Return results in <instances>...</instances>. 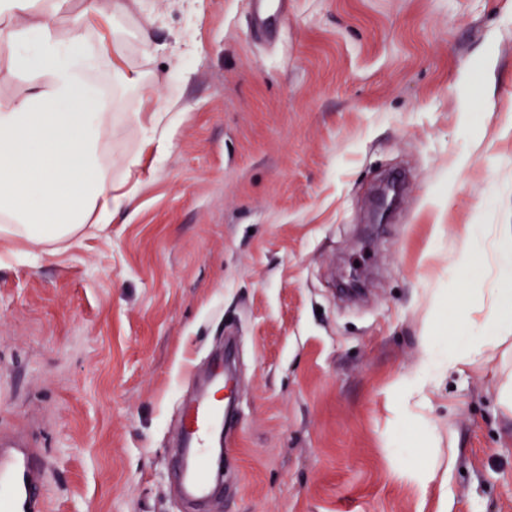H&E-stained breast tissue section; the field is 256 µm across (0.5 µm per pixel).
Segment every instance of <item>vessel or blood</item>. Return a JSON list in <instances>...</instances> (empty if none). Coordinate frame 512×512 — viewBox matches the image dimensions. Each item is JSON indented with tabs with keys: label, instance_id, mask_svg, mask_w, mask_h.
<instances>
[{
	"label": "vessel or blood",
	"instance_id": "vessel-or-blood-1",
	"mask_svg": "<svg viewBox=\"0 0 512 512\" xmlns=\"http://www.w3.org/2000/svg\"><path fill=\"white\" fill-rule=\"evenodd\" d=\"M288 0H253V24L276 30L287 13ZM212 388L184 404L180 420L181 445L177 459V486L189 512H203L218 493L213 479L214 457L205 450L217 428L224 424V404L214 397L225 385L224 367L213 363ZM47 469L40 449L21 437L0 435V512H44L40 492Z\"/></svg>",
	"mask_w": 512,
	"mask_h": 512
}]
</instances>
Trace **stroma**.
<instances>
[{
    "label": "stroma",
    "mask_w": 512,
    "mask_h": 512,
    "mask_svg": "<svg viewBox=\"0 0 512 512\" xmlns=\"http://www.w3.org/2000/svg\"><path fill=\"white\" fill-rule=\"evenodd\" d=\"M68 0L125 69L105 139L131 206L78 245L0 230V428L48 463L45 512H181L170 476L191 362L236 340L225 494L211 512H512V339L405 388L465 238L512 225V0ZM411 181L377 246L382 176ZM439 479L428 480L431 469ZM288 0H253V25L260 30H276L287 13Z\"/></svg>",
    "instance_id": "1"
}]
</instances>
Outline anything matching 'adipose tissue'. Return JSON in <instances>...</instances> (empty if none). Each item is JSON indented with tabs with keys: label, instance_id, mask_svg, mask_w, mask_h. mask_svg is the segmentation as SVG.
<instances>
[{
	"label": "adipose tissue",
	"instance_id": "obj_1",
	"mask_svg": "<svg viewBox=\"0 0 512 512\" xmlns=\"http://www.w3.org/2000/svg\"><path fill=\"white\" fill-rule=\"evenodd\" d=\"M63 0H0V43L10 50L13 72L23 88L0 95V217L5 232L37 246L77 238L90 222L107 224L132 196L105 174L102 141L112 126L111 94L92 93L89 74L104 58L103 46L80 31L61 39L54 19ZM499 270L498 287L488 289L481 320L469 319L468 289H449L433 308L449 323H462L464 341L448 352V364H475L512 332V237L498 241L493 255L467 239L454 251L453 265L470 277L489 263Z\"/></svg>",
	"mask_w": 512,
	"mask_h": 512
}]
</instances>
